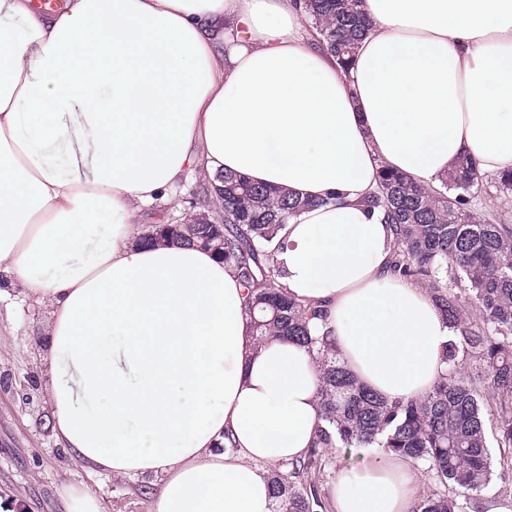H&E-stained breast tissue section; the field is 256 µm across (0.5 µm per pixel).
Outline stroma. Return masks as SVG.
I'll use <instances>...</instances> for the list:
<instances>
[{
	"label": "stroma",
	"mask_w": 512,
	"mask_h": 512,
	"mask_svg": "<svg viewBox=\"0 0 512 512\" xmlns=\"http://www.w3.org/2000/svg\"><path fill=\"white\" fill-rule=\"evenodd\" d=\"M201 177L187 175L172 205L146 209L138 226L175 224L195 204ZM44 308L12 298L0 302V512H64L63 503L91 488L112 512H149L160 483L152 477L115 480L95 473L56 440L47 415L46 370L40 361ZM36 376L32 403L22 400ZM152 489L141 493L142 486Z\"/></svg>",
	"instance_id": "1"
}]
</instances>
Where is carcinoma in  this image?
<instances>
[{
	"label": "carcinoma",
	"mask_w": 512,
	"mask_h": 512,
	"mask_svg": "<svg viewBox=\"0 0 512 512\" xmlns=\"http://www.w3.org/2000/svg\"><path fill=\"white\" fill-rule=\"evenodd\" d=\"M361 0H304L317 44L349 66L370 31ZM222 209L197 213L191 224H148L140 240H175L205 247L230 265L246 289L252 339L261 345L289 337L316 352L320 408L325 426L307 457L273 472L275 512H322L312 475L325 448H381L424 464L442 485L463 489L464 500L491 482L488 430L482 407L496 409L495 441L512 448V224L477 216L473 201L491 180L512 192V169L482 173L462 160L438 189L424 188L381 166L369 206L383 211L393 228L392 272L424 284L451 323L450 370L426 398L388 404L357 383L336 358L320 309L304 307L280 285L276 242L280 227L301 211L322 204L286 190L224 173ZM475 362L476 373L462 370ZM415 512H465L464 504L434 493Z\"/></svg>",
	"instance_id": "carcinoma-1"
}]
</instances>
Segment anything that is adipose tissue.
Here are the masks:
<instances>
[{
  "mask_svg": "<svg viewBox=\"0 0 512 512\" xmlns=\"http://www.w3.org/2000/svg\"><path fill=\"white\" fill-rule=\"evenodd\" d=\"M348 72L302 0H0V271L47 308L56 439L152 512H274L271 467L324 421L314 354L255 346L234 271L140 244L135 219L189 173L233 172L325 204L280 230V283L322 309L338 359L387 402L427 397L453 336L394 275L366 201L380 165L440 186L464 156L512 168V0H363ZM64 151L67 171L51 161ZM410 460L336 474V512H411Z\"/></svg>",
  "mask_w": 512,
  "mask_h": 512,
  "instance_id": "adipose-tissue-1",
  "label": "adipose tissue"
}]
</instances>
